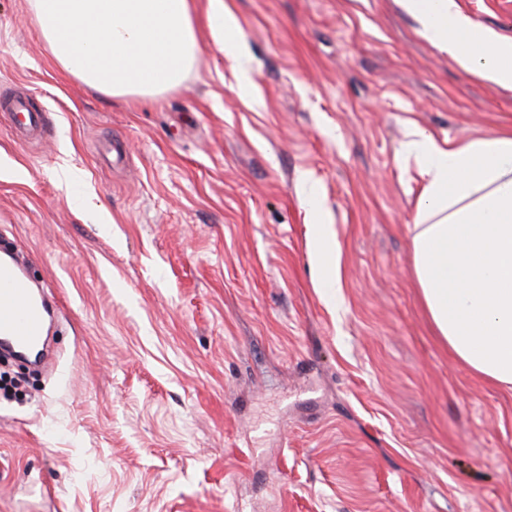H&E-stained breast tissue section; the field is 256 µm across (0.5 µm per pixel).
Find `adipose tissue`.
<instances>
[{"label":"adipose tissue","instance_id":"adipose-tissue-1","mask_svg":"<svg viewBox=\"0 0 512 512\" xmlns=\"http://www.w3.org/2000/svg\"><path fill=\"white\" fill-rule=\"evenodd\" d=\"M418 33L463 70L512 91V41L475 26L456 0H398ZM54 62L115 98L182 86L200 56L194 0H29ZM206 21L238 81H252L239 20L208 0ZM403 151L421 182L413 278L434 333L485 381L512 388V132L452 144L409 125Z\"/></svg>","mask_w":512,"mask_h":512}]
</instances>
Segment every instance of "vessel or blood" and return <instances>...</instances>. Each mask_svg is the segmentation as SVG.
<instances>
[{
    "instance_id": "obj_1",
    "label": "vessel or blood",
    "mask_w": 512,
    "mask_h": 512,
    "mask_svg": "<svg viewBox=\"0 0 512 512\" xmlns=\"http://www.w3.org/2000/svg\"><path fill=\"white\" fill-rule=\"evenodd\" d=\"M7 114L17 129L28 138H36L46 130V118L37 112H24V102L13 98L4 103ZM45 329L43 305L36 298L29 279L16 266L0 265V339L15 348H34Z\"/></svg>"
}]
</instances>
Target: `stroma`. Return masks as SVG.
Wrapping results in <instances>:
<instances>
[{
    "mask_svg": "<svg viewBox=\"0 0 512 512\" xmlns=\"http://www.w3.org/2000/svg\"><path fill=\"white\" fill-rule=\"evenodd\" d=\"M457 2L512 40V0ZM230 5L253 86L201 21L181 89L113 99L0 0V94L49 125L0 115V244L54 352L0 400V512H512V389L432 334L401 154L410 122L512 131V91L397 0ZM5 112L17 129L28 138L40 137L46 130V118L44 114L38 112L25 113V122L22 121L17 111L24 108L22 99L13 98L8 101L3 100Z\"/></svg>",
    "mask_w": 512,
    "mask_h": 512,
    "instance_id": "35a3bbf8",
    "label": "stroma"
}]
</instances>
